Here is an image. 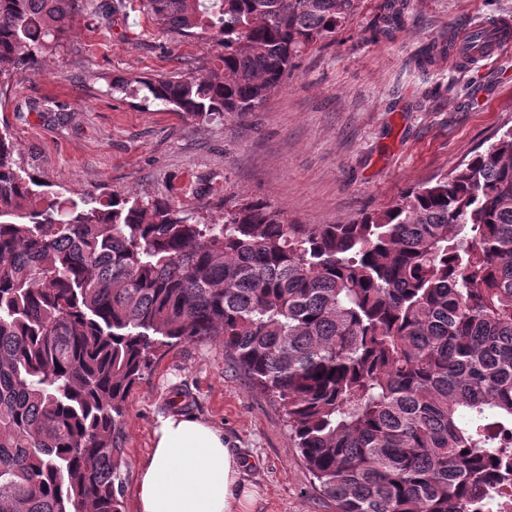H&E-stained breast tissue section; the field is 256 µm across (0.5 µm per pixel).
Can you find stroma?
I'll return each mask as SVG.
<instances>
[{"instance_id":"35a3bbf8","label":"stroma","mask_w":512,"mask_h":512,"mask_svg":"<svg viewBox=\"0 0 512 512\" xmlns=\"http://www.w3.org/2000/svg\"><path fill=\"white\" fill-rule=\"evenodd\" d=\"M381 0L358 8L334 42L305 52L258 112L197 121L116 91L121 79L201 74L211 45L170 36L139 0H91L60 51L0 88V133L42 193L163 198L218 220L264 200L297 224H345L448 173L512 126V53L481 70L419 62L469 15L512 0H411L379 37ZM192 415L224 430L255 488L252 512H335L293 448L283 408L250 385L218 341L156 357L126 399L119 445L123 512L158 418Z\"/></svg>"}]
</instances>
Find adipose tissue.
<instances>
[{
    "instance_id": "obj_1",
    "label": "adipose tissue",
    "mask_w": 512,
    "mask_h": 512,
    "mask_svg": "<svg viewBox=\"0 0 512 512\" xmlns=\"http://www.w3.org/2000/svg\"><path fill=\"white\" fill-rule=\"evenodd\" d=\"M220 427L172 415L153 430L133 489L138 512H248L254 494Z\"/></svg>"
}]
</instances>
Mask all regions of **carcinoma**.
Returning <instances> with one entry per match:
<instances>
[{"label":"carcinoma","mask_w":512,"mask_h":512,"mask_svg":"<svg viewBox=\"0 0 512 512\" xmlns=\"http://www.w3.org/2000/svg\"><path fill=\"white\" fill-rule=\"evenodd\" d=\"M140 6L219 47L201 75L135 80L143 102L212 120L260 111L357 0ZM408 6L382 0L375 32ZM87 8L0 0V83ZM36 186L0 133V512H122L126 398L163 348L210 336L282 406L336 512H493L512 477V126L347 224Z\"/></svg>","instance_id":"1"}]
</instances>
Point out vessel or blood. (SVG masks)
<instances>
[{
  "instance_id": "obj_1",
  "label": "vessel or blood",
  "mask_w": 512,
  "mask_h": 512,
  "mask_svg": "<svg viewBox=\"0 0 512 512\" xmlns=\"http://www.w3.org/2000/svg\"><path fill=\"white\" fill-rule=\"evenodd\" d=\"M512 49V15H479L465 20L448 40L451 64L472 69Z\"/></svg>"
}]
</instances>
